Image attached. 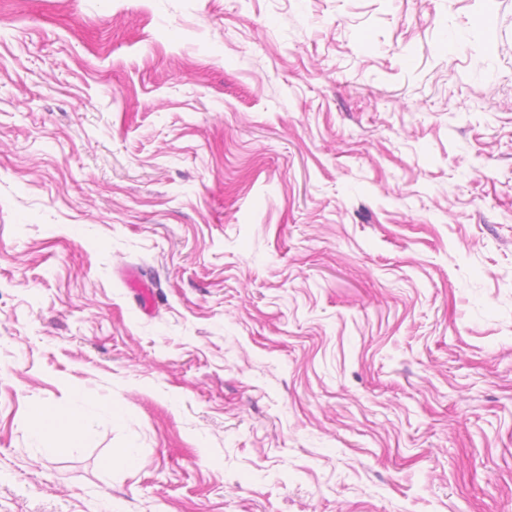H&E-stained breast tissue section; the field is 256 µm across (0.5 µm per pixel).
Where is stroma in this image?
Returning <instances> with one entry per match:
<instances>
[{"label": "stroma", "instance_id": "stroma-1", "mask_svg": "<svg viewBox=\"0 0 512 512\" xmlns=\"http://www.w3.org/2000/svg\"><path fill=\"white\" fill-rule=\"evenodd\" d=\"M0 512H512V0H0ZM89 416L90 412L84 408L62 414L37 407L31 413L29 430L44 449L51 453L64 454L78 447ZM61 428L69 431L70 443L68 446H61L56 441V432Z\"/></svg>", "mask_w": 512, "mask_h": 512}]
</instances>
